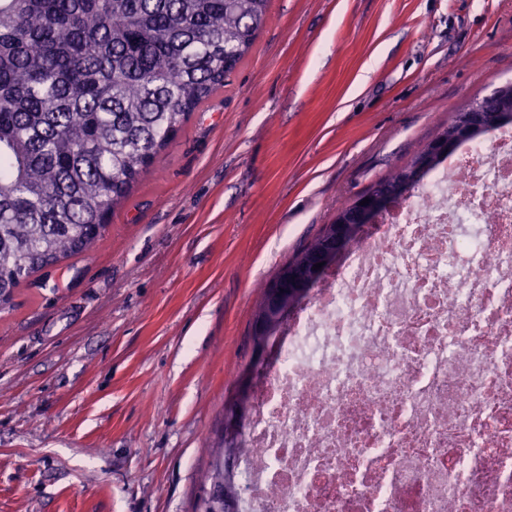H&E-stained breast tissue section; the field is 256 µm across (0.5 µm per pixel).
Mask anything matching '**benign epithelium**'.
Returning a JSON list of instances; mask_svg holds the SVG:
<instances>
[{
    "label": "benign epithelium",
    "mask_w": 512,
    "mask_h": 512,
    "mask_svg": "<svg viewBox=\"0 0 512 512\" xmlns=\"http://www.w3.org/2000/svg\"><path fill=\"white\" fill-rule=\"evenodd\" d=\"M512 89L502 86L484 96L471 107L455 112L448 121V133L435 144L433 153L446 154L454 150L464 133L473 129L492 130L506 117L503 112L505 98ZM428 160L422 159L407 167L401 181L395 186L382 184L375 187L365 198L369 204L362 206L355 202L353 207L331 226L323 249L316 255L315 262L322 264L318 270L307 272L284 270L278 284L267 293V313L284 323L298 305L307 300L313 289L323 280L327 272L335 268L336 259L349 252L357 241L359 233L368 224L377 223L392 205L409 196L414 186L425 177ZM270 337L252 347V363L242 374L237 385V394L224 408V427L220 433L224 446L242 447L243 428L252 411L255 389V367L264 358ZM234 504L224 497V488L218 487L211 493V512H233Z\"/></svg>",
    "instance_id": "7a95c632"
}]
</instances>
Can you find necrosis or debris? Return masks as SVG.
Masks as SVG:
<instances>
[{
  "label": "necrosis or debris",
  "instance_id": "4bbe7bcc",
  "mask_svg": "<svg viewBox=\"0 0 512 512\" xmlns=\"http://www.w3.org/2000/svg\"><path fill=\"white\" fill-rule=\"evenodd\" d=\"M236 484L238 512H512V123L296 312Z\"/></svg>",
  "mask_w": 512,
  "mask_h": 512
}]
</instances>
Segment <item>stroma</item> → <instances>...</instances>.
<instances>
[{
    "instance_id": "1",
    "label": "stroma",
    "mask_w": 512,
    "mask_h": 512,
    "mask_svg": "<svg viewBox=\"0 0 512 512\" xmlns=\"http://www.w3.org/2000/svg\"><path fill=\"white\" fill-rule=\"evenodd\" d=\"M512 81V0H269L87 254L0 313V512H194L255 288Z\"/></svg>"
}]
</instances>
